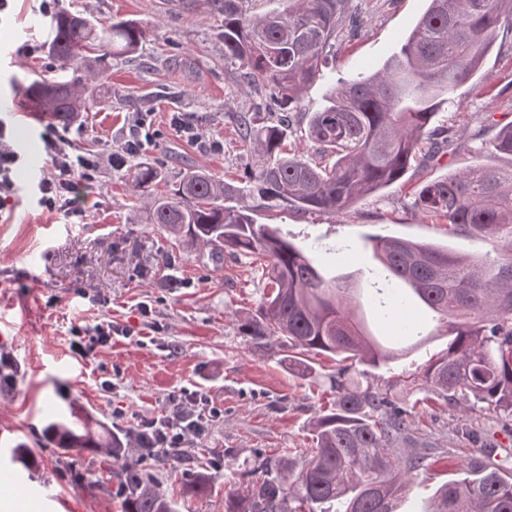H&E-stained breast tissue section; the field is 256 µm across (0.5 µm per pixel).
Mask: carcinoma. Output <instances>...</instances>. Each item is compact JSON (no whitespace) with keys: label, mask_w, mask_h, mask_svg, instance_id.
Instances as JSON below:
<instances>
[{"label":"carcinoma","mask_w":512,"mask_h":512,"mask_svg":"<svg viewBox=\"0 0 512 512\" xmlns=\"http://www.w3.org/2000/svg\"><path fill=\"white\" fill-rule=\"evenodd\" d=\"M348 3L285 0L281 11L249 14L244 0H187L194 10L222 18L224 70L242 87L270 89L278 116L266 118L258 107L233 113L239 139L254 156L243 177L230 182L192 170L173 193L145 204L147 223L160 225L179 246L200 249L217 269L226 249L262 261L266 293L239 325L256 346L288 338V360L304 377L313 376L318 356L344 363L329 376L336 400L316 419L310 452L299 460L255 457L241 472L243 490L225 497L224 512H396L403 480L428 468L426 453L393 451L409 438L411 412L397 405L391 389L348 377L355 364L377 366L389 356L355 313L350 276H326L311 248L256 223L252 212L292 206L334 215L400 180L421 142L450 138L435 126L436 115L455 103L454 91L473 77L500 29L512 27V0H429L382 70L328 88L301 135L318 154L313 161L288 147L287 131L337 34L344 28L358 33ZM146 34L133 21L59 10L50 15L45 41L52 77L35 78L21 92L68 127L99 95L101 75L137 53ZM489 149L512 157V125ZM162 179L149 162L129 168L134 192ZM414 205L452 230L504 240L508 254L486 264L442 246L375 239L380 267L371 271L372 287L386 296L379 305L388 313L401 310L413 295L452 336L447 351L422 371L424 396L416 403L436 396L463 411L479 406L512 417V167L474 165L433 180L417 191ZM43 438L78 457H123L112 473L124 489L122 512H177L156 474L144 468L135 431L122 438L95 419L77 423L61 414L44 427ZM494 452L483 447L481 457L460 468L459 479L415 512H512V476L491 462Z\"/></svg>","instance_id":"obj_1"}]
</instances>
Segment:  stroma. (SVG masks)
<instances>
[{
  "instance_id": "35a3bbf8",
  "label": "stroma",
  "mask_w": 512,
  "mask_h": 512,
  "mask_svg": "<svg viewBox=\"0 0 512 512\" xmlns=\"http://www.w3.org/2000/svg\"><path fill=\"white\" fill-rule=\"evenodd\" d=\"M352 4L361 31L355 37L337 36L320 79L304 96L298 127L306 126V109L321 103L331 82L382 69L427 0ZM58 6L104 21H138L150 32L139 53L103 74L111 96L81 115L83 132L76 144L97 152L105 165L96 185L77 191L80 216L51 214L38 203L34 173L45 166L41 135L51 124L49 116L35 113L31 135L17 142V195L0 210V350L12 354L16 365L13 387L0 396V449L25 444L33 448L34 461L27 469L0 460V481L10 471L23 478L10 496L15 512H57L61 496L68 498L70 512H121L119 492L97 488L112 470L111 459L64 469L65 449L36 445L43 426L73 409L124 432L157 415L170 393L199 390L222 415L158 476L179 493V512H224L225 496L241 487L237 471L244 462L257 454L308 451L312 424L335 395L329 383L312 384L289 364L280 339L258 348L240 335V321L261 300L259 262L228 252L218 270L196 252L178 248L159 225L145 223L143 201L129 190L127 173L129 165L143 160L157 164L165 176L154 187L158 193L199 168L240 178L247 148L224 102L233 100L235 111L249 112L271 104V92L244 93L231 82L218 20L183 9L180 0H58ZM46 20L39 0H18L0 23V102L16 97L20 82L50 75L47 53L21 56L25 45L43 44ZM454 97L455 105L442 107L436 117L437 125L451 130V139L398 182L335 215L260 210L257 223L275 225L293 242L314 246V260L339 274L366 273L377 236L442 245L471 258H502L498 240L449 230L413 202L421 183L464 170L478 159L502 167L512 163L486 152L499 129L512 124V29L501 30L477 75ZM139 112L153 113L156 133L130 154L125 130ZM175 117L197 122L203 143L180 136L171 123ZM165 255L170 258L166 264L161 261ZM85 291L97 296V304L82 299ZM405 318L418 327L421 341L406 356L365 372L371 383L391 387L398 402L414 404L419 392L406 386V378L446 351L449 338L437 314L421 304H412ZM106 322L117 331L111 343L87 361H76L69 348L73 328ZM125 327L133 328V335H122ZM105 377L112 381L111 390L100 387ZM409 422L413 441L408 448L427 451L430 466L406 483L397 512L429 501L478 452L480 444L465 434L469 427L479 428L483 442L496 450L495 464L512 473V421L437 400L416 406ZM205 462L211 488L200 497L187 490L184 475Z\"/></svg>"
}]
</instances>
